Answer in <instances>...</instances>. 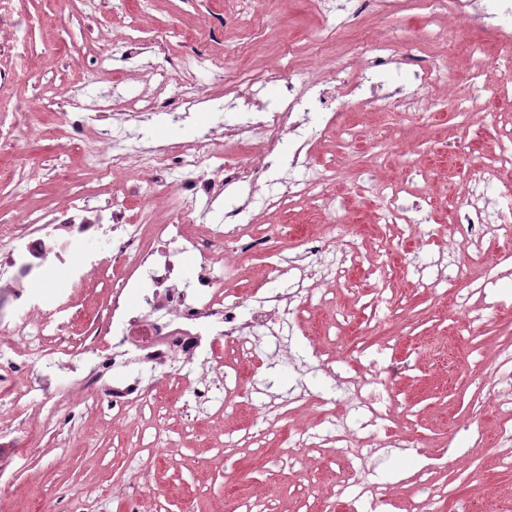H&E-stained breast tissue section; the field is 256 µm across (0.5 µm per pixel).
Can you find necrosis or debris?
Here are the masks:
<instances>
[{
	"label": "necrosis or debris",
	"instance_id": "obj_1",
	"mask_svg": "<svg viewBox=\"0 0 512 512\" xmlns=\"http://www.w3.org/2000/svg\"><path fill=\"white\" fill-rule=\"evenodd\" d=\"M347 69V61L337 59L332 70L335 93L314 100L298 93L280 70L268 71L267 80L284 83L287 95L282 104L259 113L250 124H225V134L244 142L265 141L267 153H274L280 131L305 129L313 103L341 109ZM112 119L111 110L102 105L65 117L75 142L94 133L99 144L95 165L101 175H112L135 159L141 168L162 176L181 170L193 171L194 176L167 185L176 212L165 224L156 221L151 197L136 185L131 193L138 196L140 209L133 224L113 200L100 204L76 193L61 207L0 227V334L13 342L0 351V358L26 375V394L35 410L55 406L63 397V385L49 370L75 355L70 334L78 313L71 292L93 279L111 281L112 299L105 310L95 311L99 339L86 350V380L99 384L102 396L87 400L84 407L97 410L105 404L116 416L150 405L163 380L196 363L220 371L222 364L208 358L203 337H223L240 357H250L248 343L256 329L274 330L313 300L312 289L303 287L286 297H268L264 310L228 298L224 274L232 258L254 248L244 240V208L227 210L223 223L210 225L201 237L190 232L189 215L199 197L214 196L239 182L241 166L195 141L142 150L113 135ZM91 241L103 243V250L88 249ZM187 250L197 257V271L189 281L182 279L176 262ZM56 271L68 289L41 292L40 284ZM145 281L151 287L140 306L127 308L125 290ZM129 365L137 366V374L120 377V370Z\"/></svg>",
	"mask_w": 512,
	"mask_h": 512
}]
</instances>
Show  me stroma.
I'll use <instances>...</instances> for the list:
<instances>
[{
  "label": "stroma",
  "instance_id": "35a3bbf8",
  "mask_svg": "<svg viewBox=\"0 0 512 512\" xmlns=\"http://www.w3.org/2000/svg\"><path fill=\"white\" fill-rule=\"evenodd\" d=\"M486 7L487 0H474L461 34L442 40L447 10L408 21L387 0H376L341 29L330 0H253L245 25L236 0H96L88 13L80 0H13V17L0 27L20 25L30 57L19 66L8 46H0V112L24 123L12 154L0 155V168L30 156L39 159L41 172L20 189L0 183V221L20 222L31 209L53 207L70 188L117 200L134 183L151 190L154 174L139 167L102 177L91 161L94 142L73 149L58 109L73 90L80 102L129 112L145 100L177 99L174 69L190 64L198 91L210 101L191 110L187 122L171 123L159 112L135 128L138 146L152 150L194 141L217 129L228 112L246 123L247 114L232 102L245 87L232 78L233 69L257 76L276 67L295 75L297 89L319 90L328 87L340 56L352 63L349 79L359 80L370 60L359 47L377 34L396 33L399 52L446 66L448 80L428 93L426 121L406 115L391 97L413 76L407 64L387 71L372 90L373 101L352 98L335 122L312 115L311 162L331 174L328 194L348 198L349 210L301 202L288 211L268 206L289 180L290 133L282 134L260 186L241 181L197 204L193 219L201 229L223 223L230 204L250 203L246 238L259 247L235 260L225 277L232 294L292 288L295 276L277 268V254H296L310 241L340 237L358 254L347 280L306 278L325 304L290 317L278 339L258 337V358L250 366L216 343L225 372L244 368L252 398L225 391L223 405L204 415L188 401L187 383L174 382L157 391L170 405L162 419L148 411L121 418L94 411L70 426L66 411L82 409L94 394L82 384L54 411L1 413L0 428L15 438L34 432L37 452L0 458V512H74L85 496L100 499L103 512H239L244 498L264 499L275 512H338L337 486L353 480L357 462L331 440L301 449L294 466L284 450L301 429L332 432L322 398L335 397L337 411H344L346 379L394 359L405 370L394 389L393 417L355 435L403 438L405 450L380 449L368 463L373 482L395 487L397 512L417 506L420 448L456 454L453 465L433 474L445 496L425 512L512 504V459L495 440L504 400L493 390L496 357L512 352V242L493 231L464 234L457 213L465 169L452 155L459 141L472 145L476 162L490 171L483 202L498 208L512 189V173L495 172L493 155L512 134V98L499 87L504 51L496 32L512 30V16L488 17ZM133 33L141 40L136 48L128 43ZM469 41L486 50L487 90L472 105L473 125L464 128L448 91L467 82ZM220 57L226 61L221 69L214 65ZM61 155L69 158L65 188L54 172ZM395 182L403 192L386 196L385 185ZM420 201L426 223L375 220L381 207L410 211ZM268 403L273 413H265ZM264 413L269 432L258 443L249 437L250 426ZM116 482L124 484L125 497H113Z\"/></svg>",
  "mask_w": 512,
  "mask_h": 512
}]
</instances>
